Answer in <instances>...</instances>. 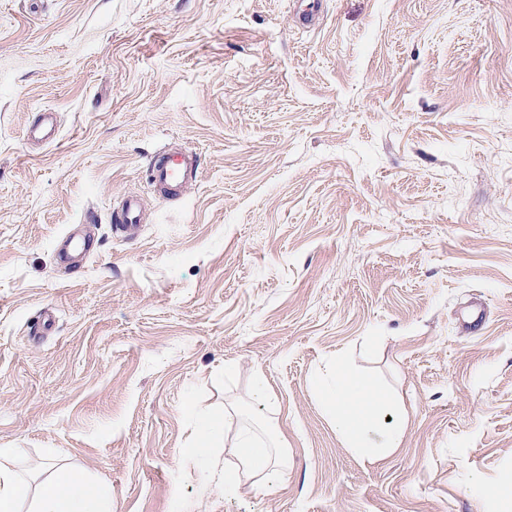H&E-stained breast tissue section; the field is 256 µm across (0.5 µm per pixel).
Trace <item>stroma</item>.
I'll use <instances>...</instances> for the list:
<instances>
[{"label":"stroma","instance_id":"35a3bbf8","mask_svg":"<svg viewBox=\"0 0 512 512\" xmlns=\"http://www.w3.org/2000/svg\"><path fill=\"white\" fill-rule=\"evenodd\" d=\"M340 365L404 426L376 465L316 394ZM227 407L218 462L283 439L273 493L182 473ZM0 448L112 512H512V0H0ZM56 120L53 112H44L38 123L25 129L26 141H52L56 138ZM196 154L164 151L151 160V184L163 197L179 193L183 184L198 174ZM140 211V198L136 195L126 196L119 209L113 214L114 229L124 233L135 232L141 223Z\"/></svg>","mask_w":512,"mask_h":512}]
</instances>
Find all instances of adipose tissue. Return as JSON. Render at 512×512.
Returning <instances> with one entry per match:
<instances>
[{"label": "adipose tissue", "mask_w": 512, "mask_h": 512, "mask_svg": "<svg viewBox=\"0 0 512 512\" xmlns=\"http://www.w3.org/2000/svg\"><path fill=\"white\" fill-rule=\"evenodd\" d=\"M381 399V390L372 381L342 368L322 394L340 437L356 449L362 460L371 463L380 461V448L399 447L403 439L402 427L392 424L381 431V444L370 441V433L377 430ZM232 419L230 412L219 413L195 432L177 452L180 466L189 477L200 478L205 491L215 486L230 489L243 475L258 478L262 488H269L272 473L287 469L288 454L285 448L262 440L250 429H241L237 435L236 465L218 469L214 449L223 442L224 430ZM20 454L17 448H0V512H112V500L101 484L57 466L50 457L43 462L45 487L41 494H34L27 478L14 465Z\"/></svg>", "instance_id": "1"}]
</instances>
